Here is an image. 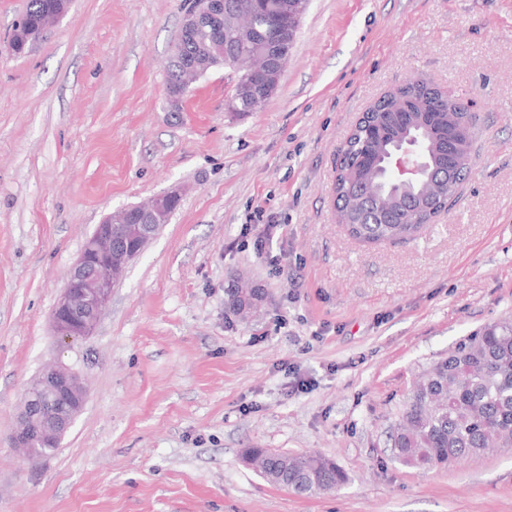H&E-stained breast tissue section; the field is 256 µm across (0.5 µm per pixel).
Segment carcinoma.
<instances>
[{"label": "carcinoma", "mask_w": 512, "mask_h": 512, "mask_svg": "<svg viewBox=\"0 0 512 512\" xmlns=\"http://www.w3.org/2000/svg\"><path fill=\"white\" fill-rule=\"evenodd\" d=\"M288 0H224L225 12L233 26L251 30V37H234L222 42L220 51L233 56L232 71L242 85L239 96L225 102V110L238 113L247 109L257 112L266 101H256L248 93V85L261 83L265 74L255 70L256 53L271 48L273 55L289 56L301 20H296L285 36L273 37L281 23V6ZM213 38L201 29L182 28L173 43L168 62L167 87L179 99L177 108L187 99L184 93V67L192 53L208 47L201 54L206 69L213 68L218 58L209 43ZM429 121L412 125L410 113L395 110V97L381 99L376 112L383 122L371 124L375 112L354 126L349 147L336 169L333 190L336 207L346 221L345 229L352 239L362 243L383 242L389 236L396 240H414L420 229L401 226L382 219L379 194H392L400 202L419 194V188H391L387 175L376 168L381 152L397 142L415 136L425 152L434 144L453 146L451 128L439 112L424 101ZM392 448L398 460L412 467L445 466L488 448L512 447V324L486 326L466 338L448 357L435 362L414 384L402 421L391 435ZM247 455L260 460L266 480L275 485L288 484L294 492L312 496L339 487L346 477L331 460L318 455L271 453L251 448Z\"/></svg>", "instance_id": "1"}]
</instances>
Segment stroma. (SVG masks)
<instances>
[{
	"label": "stroma",
	"mask_w": 512,
	"mask_h": 512,
	"mask_svg": "<svg viewBox=\"0 0 512 512\" xmlns=\"http://www.w3.org/2000/svg\"><path fill=\"white\" fill-rule=\"evenodd\" d=\"M184 9L73 0L30 53L0 56V512H512V447L422 470L389 442L419 374L512 320V0H310L277 93L245 114L224 109V67L170 111ZM416 78L469 102L471 172L416 240L356 242L330 193L339 149ZM173 188L94 333L62 341L52 311L87 236ZM240 275L264 294L245 320ZM53 364L87 402L28 464L9 437ZM297 374L312 386L292 394ZM249 448L316 452L347 480L301 496Z\"/></svg>",
	"instance_id": "1"
}]
</instances>
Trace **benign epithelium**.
<instances>
[{"label": "benign epithelium", "mask_w": 512, "mask_h": 512, "mask_svg": "<svg viewBox=\"0 0 512 512\" xmlns=\"http://www.w3.org/2000/svg\"><path fill=\"white\" fill-rule=\"evenodd\" d=\"M63 0L46 5L43 29L56 27L67 14ZM206 22L214 33L224 37V0H196V8L184 17L186 27L193 29ZM17 38L32 48L45 37L39 29L17 25ZM383 166L399 187L420 183L426 175V161L416 143L407 141L384 155ZM180 198L176 191L155 197L147 206L132 205L107 215L95 227L77 259L70 267L62 291L52 313L57 335L76 340L91 335L102 311L112 299V289L127 265L158 234L163 212L171 201ZM453 196L446 200H417L403 208L407 223L418 222L422 209L436 217L446 210ZM86 389L75 372L63 366H52L28 386L11 442L27 462L38 458V447L58 448L82 412Z\"/></svg>", "instance_id": "benign-epithelium-1"}]
</instances>
